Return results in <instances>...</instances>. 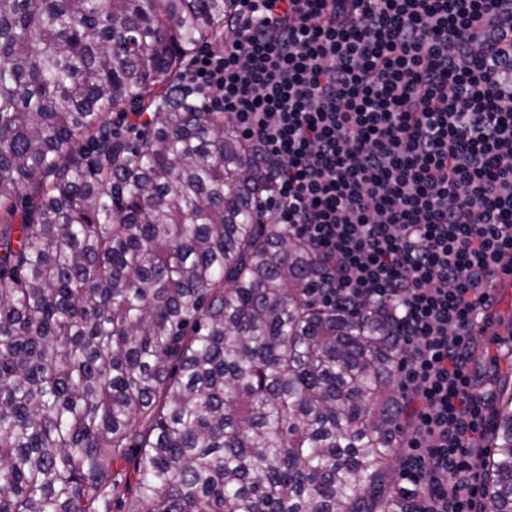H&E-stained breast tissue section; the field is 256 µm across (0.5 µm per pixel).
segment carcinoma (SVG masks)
<instances>
[{
	"mask_svg": "<svg viewBox=\"0 0 512 512\" xmlns=\"http://www.w3.org/2000/svg\"><path fill=\"white\" fill-rule=\"evenodd\" d=\"M233 10L0 0V210L29 193L0 226V512H422L391 312L315 301L254 148L177 84ZM495 379L484 506L512 512Z\"/></svg>",
	"mask_w": 512,
	"mask_h": 512,
	"instance_id": "cac0c4a2",
	"label": "carcinoma"
}]
</instances>
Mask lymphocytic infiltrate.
<instances>
[{"label":"lymphocytic infiltrate","instance_id":"obj_1","mask_svg":"<svg viewBox=\"0 0 512 512\" xmlns=\"http://www.w3.org/2000/svg\"><path fill=\"white\" fill-rule=\"evenodd\" d=\"M181 79L256 151L258 209L315 257L318 302L392 308L409 346L401 476L478 512L471 371L512 261V0H236Z\"/></svg>","mask_w":512,"mask_h":512}]
</instances>
